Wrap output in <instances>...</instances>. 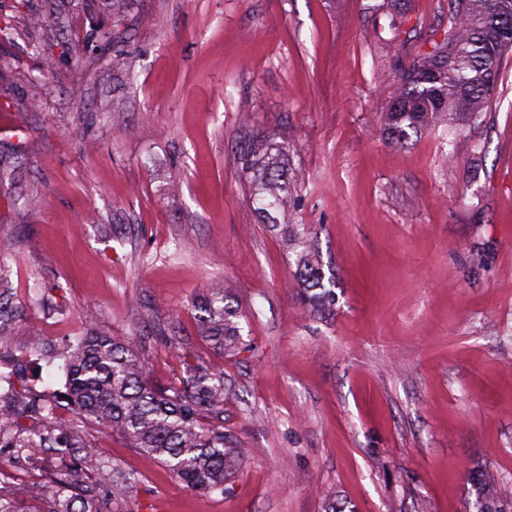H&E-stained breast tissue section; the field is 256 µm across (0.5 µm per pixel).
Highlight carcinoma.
<instances>
[{
  "label": "carcinoma",
  "instance_id": "carcinoma-1",
  "mask_svg": "<svg viewBox=\"0 0 512 512\" xmlns=\"http://www.w3.org/2000/svg\"><path fill=\"white\" fill-rule=\"evenodd\" d=\"M511 49L512 0H450L443 40L399 62L397 93L385 115L388 139L402 144L441 116L460 131L476 123L498 83L500 62ZM298 151L299 145L283 135L253 134L244 151L252 173L247 188L249 197L260 204L267 228L286 237L294 256L299 301L312 313L324 315L334 309V277H325L307 225L280 221L298 196L296 181L288 178L286 168ZM194 308L200 334L214 348L231 358L247 351L238 309L229 303L222 284L208 287ZM14 325L12 307L0 296V335ZM62 358L63 401L76 420L55 422V403L27 386L25 369L20 367L17 379L23 391L0 397L1 448H20L30 457L50 448L71 449L98 476L112 500V512H120V493L137 484L138 473L110 467L95 444L79 434V421L108 429L146 461L165 464L189 490L222 491L243 463L247 449L224 432V371L189 367L178 387L154 383L147 377L138 337L117 338L92 328ZM23 417L40 422L42 429H25ZM206 419L212 424L205 425ZM469 482L475 500L468 512H512V491L492 469L472 467ZM36 495L46 502L42 512H103L97 501L40 491Z\"/></svg>",
  "mask_w": 512,
  "mask_h": 512
}]
</instances>
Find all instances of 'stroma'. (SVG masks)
I'll use <instances>...</instances> for the list:
<instances>
[{
	"mask_svg": "<svg viewBox=\"0 0 512 512\" xmlns=\"http://www.w3.org/2000/svg\"><path fill=\"white\" fill-rule=\"evenodd\" d=\"M0 0V150L25 162L0 182V260L20 328L0 373L40 368L88 326L140 334L150 379L223 370L224 429L248 454L227 491L197 493L90 425L101 456L139 472L123 512H465L483 464L512 488V55L477 124L400 145L383 132L398 55L442 40L448 0H129L72 37L30 30ZM73 50L60 54L63 41ZM58 52L41 74L40 53ZM301 146L289 173L336 310L296 301L294 257L261 224L242 146L256 131ZM223 282L249 352L216 353L193 300ZM174 324L172 348L153 332ZM72 456L0 448V494L39 512Z\"/></svg>",
	"mask_w": 512,
	"mask_h": 512,
	"instance_id": "35a3bbf8",
	"label": "stroma"
}]
</instances>
